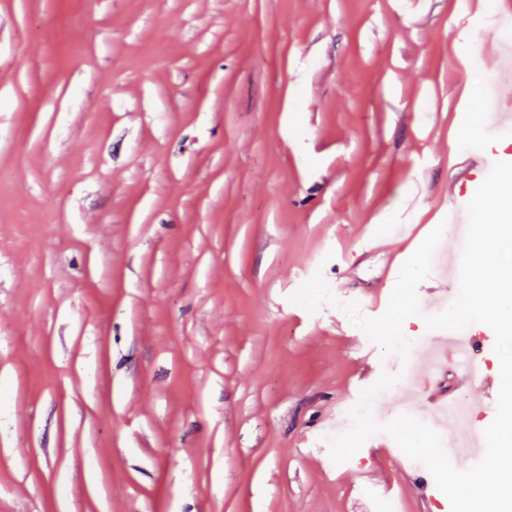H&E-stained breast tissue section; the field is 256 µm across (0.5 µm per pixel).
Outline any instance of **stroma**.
Segmentation results:
<instances>
[{
	"instance_id": "obj_1",
	"label": "stroma",
	"mask_w": 512,
	"mask_h": 512,
	"mask_svg": "<svg viewBox=\"0 0 512 512\" xmlns=\"http://www.w3.org/2000/svg\"><path fill=\"white\" fill-rule=\"evenodd\" d=\"M455 0H0V512H451L386 434L337 464L328 413L419 365L331 305L371 304L363 233L445 221L468 152L512 163L482 110L494 56L463 70ZM494 76L493 84L483 79ZM417 289L427 329L438 299ZM482 375L448 390L496 414Z\"/></svg>"
}]
</instances>
